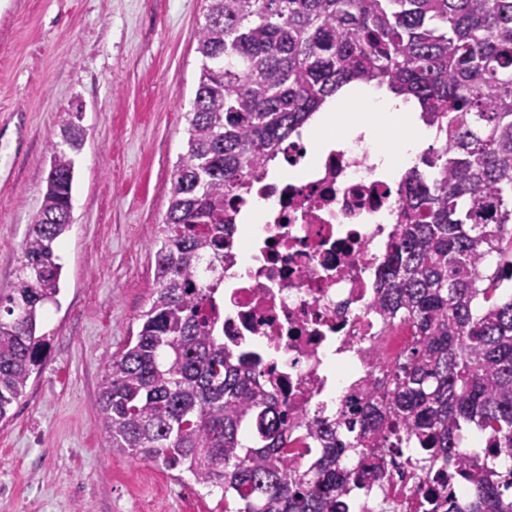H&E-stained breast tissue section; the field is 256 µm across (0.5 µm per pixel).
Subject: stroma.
I'll return each instance as SVG.
<instances>
[{"instance_id":"obj_1","label":"stroma","mask_w":512,"mask_h":512,"mask_svg":"<svg viewBox=\"0 0 512 512\" xmlns=\"http://www.w3.org/2000/svg\"><path fill=\"white\" fill-rule=\"evenodd\" d=\"M204 0H0V288L11 287L59 124L80 112L72 225L43 367L0 421V512H224L221 489L112 451L108 359L154 291L152 236L185 150Z\"/></svg>"}]
</instances>
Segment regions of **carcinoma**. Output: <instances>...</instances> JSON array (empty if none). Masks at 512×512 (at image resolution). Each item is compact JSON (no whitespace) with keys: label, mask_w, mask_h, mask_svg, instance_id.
Here are the masks:
<instances>
[{"label":"carcinoma","mask_w":512,"mask_h":512,"mask_svg":"<svg viewBox=\"0 0 512 512\" xmlns=\"http://www.w3.org/2000/svg\"><path fill=\"white\" fill-rule=\"evenodd\" d=\"M185 152L153 237L155 290L108 360L100 424L111 448L224 489V512H348L377 448H411L426 480L462 483L446 512H512V0H204ZM414 101L440 147L401 186L378 309L417 336L361 411L307 426L288 455L278 399L224 350V261L238 206L282 146L347 86ZM10 288L0 289V421L46 359L55 243L69 230L83 130L69 114ZM482 452L460 446L463 425ZM354 455L353 472L339 464ZM236 502L237 508L230 507Z\"/></svg>","instance_id":"1"}]
</instances>
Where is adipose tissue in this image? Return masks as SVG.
I'll list each match as a JSON object with an SVG mask.
<instances>
[{"label": "adipose tissue", "instance_id": "ef3b65f1", "mask_svg": "<svg viewBox=\"0 0 512 512\" xmlns=\"http://www.w3.org/2000/svg\"><path fill=\"white\" fill-rule=\"evenodd\" d=\"M357 93L366 99L368 111L355 115L345 111L343 102L329 105L318 119V128L304 131V142L325 147L335 143L340 136L372 138L382 129L400 126L405 129V136L396 144L387 146L384 152L376 154L374 161L387 172H403L412 167L430 136L428 129L416 124L413 103L370 86L358 88Z\"/></svg>", "mask_w": 512, "mask_h": 512}]
</instances>
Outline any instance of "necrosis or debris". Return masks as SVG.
<instances>
[{"label": "necrosis or debris", "instance_id": "necrosis-or-debris-1", "mask_svg": "<svg viewBox=\"0 0 512 512\" xmlns=\"http://www.w3.org/2000/svg\"><path fill=\"white\" fill-rule=\"evenodd\" d=\"M361 137L312 152L302 137L280 160L289 175L260 182L267 218H235L236 237L261 255L245 282L225 288L224 348L246 357L288 414L291 452L329 405L365 406L382 365L410 348L412 328L385 324L378 270L400 222L401 180L379 172ZM447 481L422 483L404 452L380 451L356 512H419L444 499Z\"/></svg>", "mask_w": 512, "mask_h": 512}]
</instances>
